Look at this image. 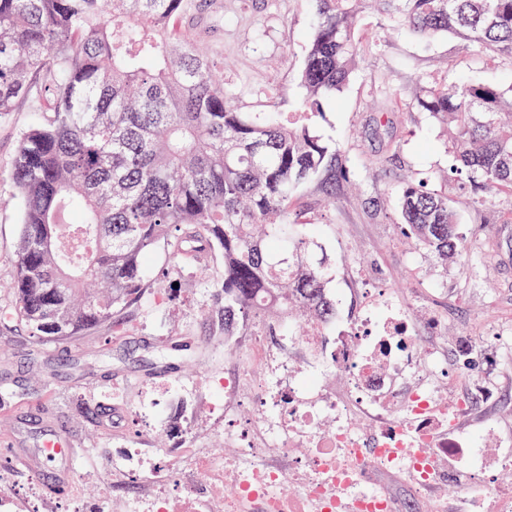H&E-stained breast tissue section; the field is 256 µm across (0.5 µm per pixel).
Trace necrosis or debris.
I'll list each match as a JSON object with an SVG mask.
<instances>
[{
    "label": "necrosis or debris",
    "instance_id": "4bbe7bcc",
    "mask_svg": "<svg viewBox=\"0 0 512 512\" xmlns=\"http://www.w3.org/2000/svg\"><path fill=\"white\" fill-rule=\"evenodd\" d=\"M392 308L386 299L369 304L345 335L325 343L324 368L294 382L283 380L287 359L255 343L251 357L265 362L268 383L246 425L224 422L237 453L200 457L196 470L158 484L156 512H404L368 479L373 469L433 497L434 512H512V485L498 482L495 469L467 464L472 450L460 421L474 404L471 392L443 398L440 354L420 349L408 319ZM328 370L349 375L347 393L326 388ZM326 415L335 421L328 430L319 425ZM358 419L373 422L372 434L355 427ZM297 443L306 449L299 459L288 454ZM228 481L236 492L216 500ZM286 484L295 493H282ZM447 484L454 497H437Z\"/></svg>",
    "mask_w": 512,
    "mask_h": 512
}]
</instances>
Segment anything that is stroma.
<instances>
[{"instance_id": "obj_1", "label": "stroma", "mask_w": 512, "mask_h": 512, "mask_svg": "<svg viewBox=\"0 0 512 512\" xmlns=\"http://www.w3.org/2000/svg\"><path fill=\"white\" fill-rule=\"evenodd\" d=\"M188 25L243 111L262 112L271 104L294 111L312 27L310 0H206ZM358 25L366 64L326 105L316 132L347 159L362 190L338 193L324 207L317 184L309 183L299 199L334 268L336 327L346 329L367 299L386 293L409 316L421 345L446 355L450 377L442 387L448 396L456 391L452 354L468 341L477 350L466 371L469 386L489 384L497 394L460 427L487 447H512V212L496 191L480 203H459V231L475 249L448 266L436 264L403 236L396 191L410 171L430 173L440 185L448 168L444 130L428 113L404 104L394 109L387 132L371 114L379 99L410 91L421 78L511 86L512 66L474 54L451 34L420 39L391 30L369 0ZM42 119L26 99L0 115V282L13 273L20 223L12 159L20 134ZM147 269L163 273L173 298L132 307L119 335L100 330L38 342L15 322H0V391L8 400L0 407V441L33 451L61 435L74 449L66 463L69 482L50 498L37 474L0 453V476L10 487L0 512H129L133 501L146 497L150 476L113 483V458L139 448L189 471L199 453L234 454L217 392L226 380L263 372L260 364L244 366L254 339L236 337L235 354H225L205 320L213 294L195 271L173 266L160 248ZM182 398L193 411L188 434L179 430Z\"/></svg>"}]
</instances>
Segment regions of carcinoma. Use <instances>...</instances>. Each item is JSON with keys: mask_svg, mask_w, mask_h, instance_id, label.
Masks as SVG:
<instances>
[{"mask_svg": "<svg viewBox=\"0 0 512 512\" xmlns=\"http://www.w3.org/2000/svg\"><path fill=\"white\" fill-rule=\"evenodd\" d=\"M310 2L296 110L243 112L186 30L192 0H0V114L26 97L48 114L21 134L12 161L20 230L0 283L35 340L120 328L158 292L146 266L160 246L215 289L224 353L249 331L327 335L330 263L292 206L309 182L329 201L346 181L315 125L365 58L360 0ZM372 2L390 27L452 33L512 65V0ZM410 105L448 127V179L462 197L512 198V88L421 81ZM430 181L414 172L400 183L401 225L446 264L472 244Z\"/></svg>", "mask_w": 512, "mask_h": 512, "instance_id": "obj_1", "label": "carcinoma"}]
</instances>
